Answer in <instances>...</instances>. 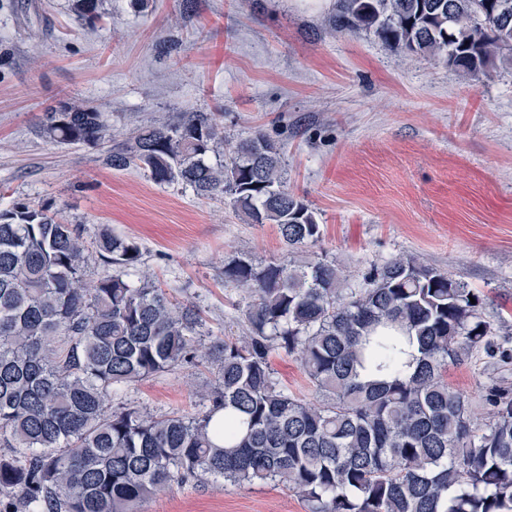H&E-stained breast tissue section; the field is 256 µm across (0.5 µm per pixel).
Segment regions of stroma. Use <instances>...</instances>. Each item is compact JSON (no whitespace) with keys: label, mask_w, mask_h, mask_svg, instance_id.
<instances>
[{"label":"stroma","mask_w":512,"mask_h":512,"mask_svg":"<svg viewBox=\"0 0 512 512\" xmlns=\"http://www.w3.org/2000/svg\"><path fill=\"white\" fill-rule=\"evenodd\" d=\"M316 0H104L77 22L71 0H0V211L47 205L79 225L134 239L140 273L196 306L212 340L241 333L242 292L224 263L247 253L287 260L273 224L182 184L105 166L99 149L38 136L47 108L82 102L115 132L178 113L224 116L239 140L263 131L284 147L287 187L317 214L315 252L347 283L371 264L413 254L483 300L512 344V72L467 78L436 57L406 56L372 35L331 34ZM486 359L449 366V385L483 413ZM205 365L126 388L120 402L156 415L192 414ZM138 512H309L281 486L189 480Z\"/></svg>","instance_id":"obj_1"}]
</instances>
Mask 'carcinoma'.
Masks as SVG:
<instances>
[{"mask_svg":"<svg viewBox=\"0 0 512 512\" xmlns=\"http://www.w3.org/2000/svg\"><path fill=\"white\" fill-rule=\"evenodd\" d=\"M100 4L72 10L89 23ZM331 31H364L465 75L512 69V0H338ZM38 132L104 145L109 167L199 198L227 194L253 223L277 225L292 254L319 241L314 210L286 186L283 147L260 130L230 142L218 113L119 140L108 113L68 103ZM95 253L116 272L88 278L80 228L49 206L0 212V512H136L190 479L282 485L310 512H512V383L489 378L483 418L445 380L481 353L507 371L512 349L447 271L399 255L344 288L324 253H240L224 281L243 292L244 331L208 343L199 312L133 278L135 241L105 233ZM276 350L298 358L315 401L280 384ZM203 362L216 379L194 414L112 407L132 384Z\"/></svg>","mask_w":512,"mask_h":512,"instance_id":"cac0c4a2","label":"carcinoma"}]
</instances>
